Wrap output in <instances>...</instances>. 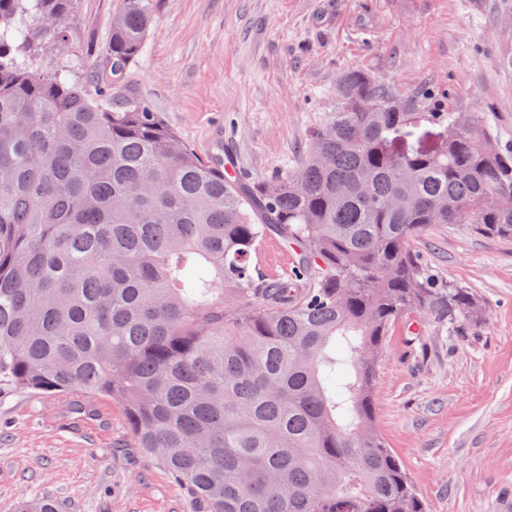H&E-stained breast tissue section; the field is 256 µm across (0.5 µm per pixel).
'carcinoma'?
Here are the masks:
<instances>
[{
  "mask_svg": "<svg viewBox=\"0 0 512 512\" xmlns=\"http://www.w3.org/2000/svg\"><path fill=\"white\" fill-rule=\"evenodd\" d=\"M71 2L0 0V395L117 402L203 512H427L375 428L377 368L399 320L484 321L413 241L511 239L512 149L465 112L425 113L448 127L425 149L415 100L354 70L300 165L229 179L143 100L108 107L37 66L42 38L68 45ZM154 3L120 0L107 83ZM270 236L298 247L294 277L260 270Z\"/></svg>",
  "mask_w": 512,
  "mask_h": 512,
  "instance_id": "1",
  "label": "carcinoma"
}]
</instances>
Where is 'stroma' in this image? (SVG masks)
I'll use <instances>...</instances> for the list:
<instances>
[{"mask_svg":"<svg viewBox=\"0 0 512 512\" xmlns=\"http://www.w3.org/2000/svg\"><path fill=\"white\" fill-rule=\"evenodd\" d=\"M118 0H75L64 51L40 62L79 81L107 48ZM512 0H157L139 60L113 100L142 98L197 152H232L242 177L293 168L361 70L426 111L469 112L512 148ZM432 274L483 302L484 324L391 330L376 426L428 512H499L512 500V240L433 224L414 241ZM123 409L72 392L0 396V512H197L159 459L130 445Z\"/></svg>","mask_w":512,"mask_h":512,"instance_id":"stroma-1","label":"stroma"}]
</instances>
